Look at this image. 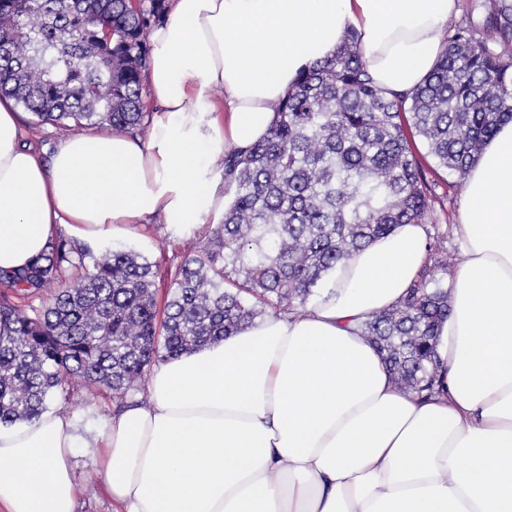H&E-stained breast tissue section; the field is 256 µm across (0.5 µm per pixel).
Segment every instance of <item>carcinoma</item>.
Segmentation results:
<instances>
[{
	"mask_svg": "<svg viewBox=\"0 0 512 512\" xmlns=\"http://www.w3.org/2000/svg\"><path fill=\"white\" fill-rule=\"evenodd\" d=\"M169 0H0V95L40 122L80 130L144 128L148 33ZM435 69L390 98L348 38L301 73L275 107L268 136L224 153L234 197L219 227L185 257L158 302L153 265L134 251L60 238L0 274V423L29 422L69 401L78 380L125 400L151 366L236 333L269 312L302 315L313 289L399 224L432 207L414 137L436 166L465 178L512 121V0L477 22H448ZM393 307L361 335L385 355L396 388L431 395L435 339L448 317L443 241ZM44 297L39 308L10 297Z\"/></svg>",
	"mask_w": 512,
	"mask_h": 512,
	"instance_id": "carcinoma-1",
	"label": "carcinoma"
}]
</instances>
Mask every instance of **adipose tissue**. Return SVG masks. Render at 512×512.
I'll return each mask as SVG.
<instances>
[{"instance_id":"obj_1","label":"adipose tissue","mask_w":512,"mask_h":512,"mask_svg":"<svg viewBox=\"0 0 512 512\" xmlns=\"http://www.w3.org/2000/svg\"><path fill=\"white\" fill-rule=\"evenodd\" d=\"M461 0H171L148 36L146 140L24 144L0 97V268L64 232L119 235L224 212V153L266 137L299 72L357 34L386 92L413 90ZM223 97H216V90ZM436 353L446 391L400 393L360 334L428 262L403 224L339 267L300 316L155 366L112 415L95 472L117 512H512V123L468 172ZM75 426L59 408L0 425V512H75Z\"/></svg>"}]
</instances>
